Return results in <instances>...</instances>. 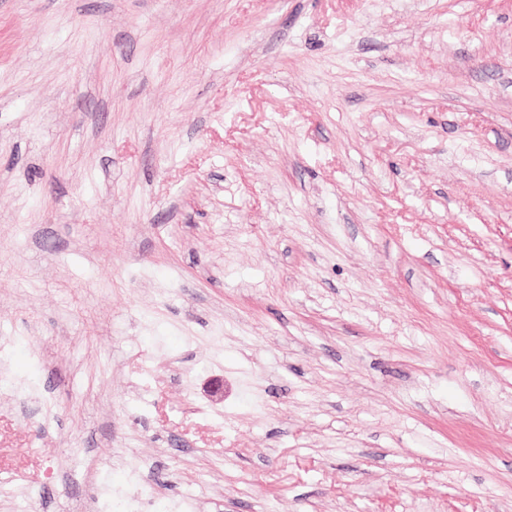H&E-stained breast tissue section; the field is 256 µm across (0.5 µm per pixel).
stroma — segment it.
Listing matches in <instances>:
<instances>
[{
	"instance_id": "obj_1",
	"label": "stroma",
	"mask_w": 512,
	"mask_h": 512,
	"mask_svg": "<svg viewBox=\"0 0 512 512\" xmlns=\"http://www.w3.org/2000/svg\"><path fill=\"white\" fill-rule=\"evenodd\" d=\"M0 512H512V0H0Z\"/></svg>"
}]
</instances>
